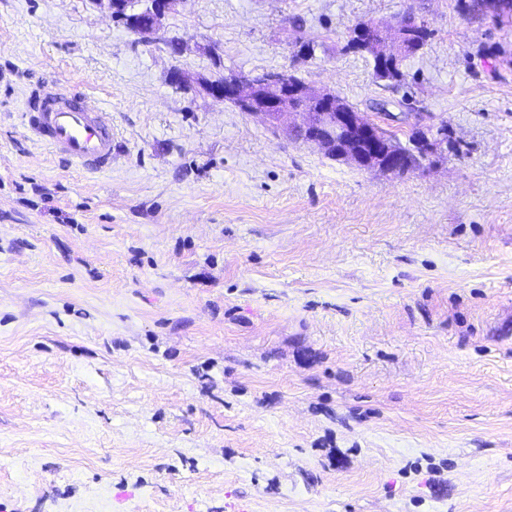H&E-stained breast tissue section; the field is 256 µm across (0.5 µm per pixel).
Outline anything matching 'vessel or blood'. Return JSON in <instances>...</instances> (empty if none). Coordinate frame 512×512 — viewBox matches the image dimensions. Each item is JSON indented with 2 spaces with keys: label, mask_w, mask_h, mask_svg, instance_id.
Masks as SVG:
<instances>
[{
  "label": "vessel or blood",
  "mask_w": 512,
  "mask_h": 512,
  "mask_svg": "<svg viewBox=\"0 0 512 512\" xmlns=\"http://www.w3.org/2000/svg\"><path fill=\"white\" fill-rule=\"evenodd\" d=\"M27 131L54 155L97 173L112 166V109L92 104L88 93L46 84L22 103Z\"/></svg>",
  "instance_id": "b4317fda"
}]
</instances>
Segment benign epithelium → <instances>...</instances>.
Listing matches in <instances>:
<instances>
[{"label": "benign epithelium", "instance_id": "benign-epithelium-1", "mask_svg": "<svg viewBox=\"0 0 512 512\" xmlns=\"http://www.w3.org/2000/svg\"><path fill=\"white\" fill-rule=\"evenodd\" d=\"M115 18L128 19L145 41L155 34L176 0H147V24L138 25L128 13L131 0H96ZM409 15L392 24H369L378 38L366 42V27L353 31L357 45L377 62L378 74L387 77L395 65L415 52L406 38ZM199 85L213 99L233 103L240 111L262 117L283 133L312 144L325 154L360 169L405 175L424 167L438 145L448 143L446 130L429 128L407 145L390 137L365 113L345 105L333 92L296 79L286 71L255 74L230 72L221 80L202 78Z\"/></svg>", "mask_w": 512, "mask_h": 512}]
</instances>
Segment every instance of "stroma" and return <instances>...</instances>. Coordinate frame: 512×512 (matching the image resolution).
I'll list each match as a JSON object with an SVG mask.
<instances>
[{"instance_id":"obj_1","label":"stroma","mask_w":512,"mask_h":512,"mask_svg":"<svg viewBox=\"0 0 512 512\" xmlns=\"http://www.w3.org/2000/svg\"><path fill=\"white\" fill-rule=\"evenodd\" d=\"M406 13L431 36L377 78L351 31ZM270 70L448 151L363 170L198 84ZM45 77L111 104L109 172L25 135ZM241 503L512 512V13L177 0L144 44L0 0V512Z\"/></svg>"}]
</instances>
